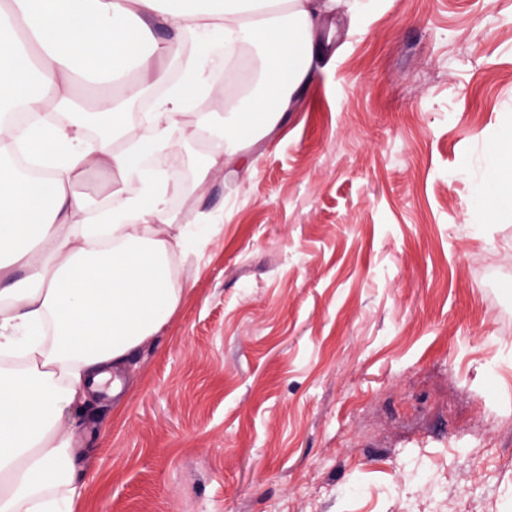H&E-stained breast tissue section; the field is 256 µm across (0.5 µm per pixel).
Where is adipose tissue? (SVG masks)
I'll use <instances>...</instances> for the list:
<instances>
[{"label": "adipose tissue", "mask_w": 512, "mask_h": 512, "mask_svg": "<svg viewBox=\"0 0 512 512\" xmlns=\"http://www.w3.org/2000/svg\"><path fill=\"white\" fill-rule=\"evenodd\" d=\"M331 0H0V512H73L77 456L64 423L88 392L118 395L112 369L176 313L177 255L208 241L224 219L181 223L169 199L180 179L148 165L186 116L219 131L196 185L240 160L244 141L271 133L310 77L315 28ZM172 37L158 43L155 30ZM252 43L265 60L260 91L224 109L214 57ZM105 87L92 105L78 84ZM152 99L142 131L126 109ZM471 195L483 217L512 223V124L483 147ZM121 188L97 201L74 187L90 170Z\"/></svg>", "instance_id": "adipose-tissue-1"}]
</instances>
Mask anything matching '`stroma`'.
<instances>
[{"instance_id": "obj_1", "label": "stroma", "mask_w": 512, "mask_h": 512, "mask_svg": "<svg viewBox=\"0 0 512 512\" xmlns=\"http://www.w3.org/2000/svg\"><path fill=\"white\" fill-rule=\"evenodd\" d=\"M287 123L206 191L180 306L88 396L76 512H512V0H337ZM485 178L472 185L471 195L484 218L498 224L512 223V122L483 147Z\"/></svg>"}]
</instances>
